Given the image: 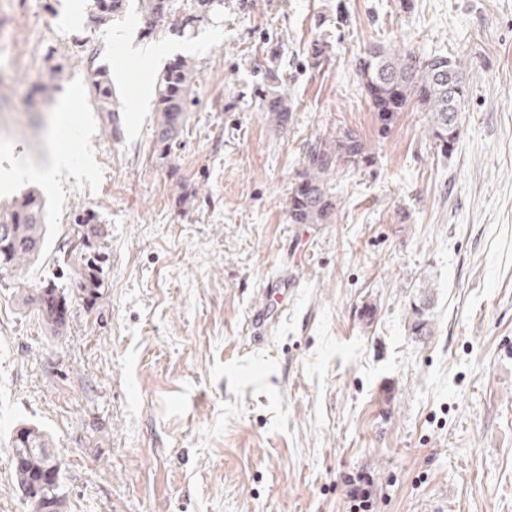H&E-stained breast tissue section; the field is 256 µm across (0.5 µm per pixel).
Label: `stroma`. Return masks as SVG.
<instances>
[{"instance_id": "obj_1", "label": "stroma", "mask_w": 512, "mask_h": 512, "mask_svg": "<svg viewBox=\"0 0 512 512\" xmlns=\"http://www.w3.org/2000/svg\"><path fill=\"white\" fill-rule=\"evenodd\" d=\"M89 10L0 0V205L39 189L50 224L43 257L0 279V512H28L7 451L25 424L53 438L64 512H349L357 471L373 512H512V0H224L153 38L139 0L100 27ZM317 39L331 61L313 68ZM372 45L461 59L454 152L414 109L379 133L356 69ZM183 57L197 104L161 161L156 83ZM272 57L282 128L260 108ZM99 67L113 126L89 94ZM344 128L374 163L333 174V223H291L308 147ZM60 141L71 169L27 177ZM428 280L433 331L415 336ZM47 283L68 299L57 335L22 302ZM273 283L283 311L256 345ZM191 6L184 16L175 20L171 25L172 31L185 35L186 32H193L197 24L212 14L219 13L224 9V0H192ZM269 308L270 306L266 305L264 308L254 311L251 316L249 334L254 342H260L269 337L268 334L274 320V317L270 314ZM344 482L349 487L350 511L369 512L372 496V478L363 472L349 473Z\"/></svg>"}]
</instances>
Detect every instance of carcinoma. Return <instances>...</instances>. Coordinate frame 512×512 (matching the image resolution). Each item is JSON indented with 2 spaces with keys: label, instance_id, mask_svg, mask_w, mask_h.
I'll use <instances>...</instances> for the list:
<instances>
[{
  "label": "carcinoma",
  "instance_id": "cac0c4a2",
  "mask_svg": "<svg viewBox=\"0 0 512 512\" xmlns=\"http://www.w3.org/2000/svg\"><path fill=\"white\" fill-rule=\"evenodd\" d=\"M127 0H92L91 21L103 24L124 12ZM143 34L153 35L172 14V0H141ZM224 9V0H192L184 16L175 20L172 30L192 32L204 19ZM358 71L364 80L368 100L381 133H387L399 113L409 103L427 113L428 133L435 143L453 151L460 136L461 106L468 86L460 60L443 53L416 54L412 51L394 55L380 46H372L359 58ZM196 69L183 58L160 75L154 104V143L157 159L168 158L176 139L195 105L193 82ZM461 88L451 96L448 85ZM89 91L96 108L107 116L114 115L112 79L107 69L97 68L89 77ZM263 111L277 126L290 120L291 100L276 91L265 95ZM375 155L355 132L345 129L330 139L310 146L298 173L297 187L289 200L288 211L293 224H330L337 209L336 195L329 186L330 176L341 165L367 167ZM47 233L45 200L35 192L16 199L0 210V273L19 272L37 260L43 252ZM433 283H422L413 298L410 331L427 336L432 332ZM26 304H35L44 323L57 331L65 324L66 296L48 285L26 294ZM12 476L25 492L30 512H62V462L53 451L49 434L34 425L15 431L10 445Z\"/></svg>",
  "mask_w": 512,
  "mask_h": 512
}]
</instances>
